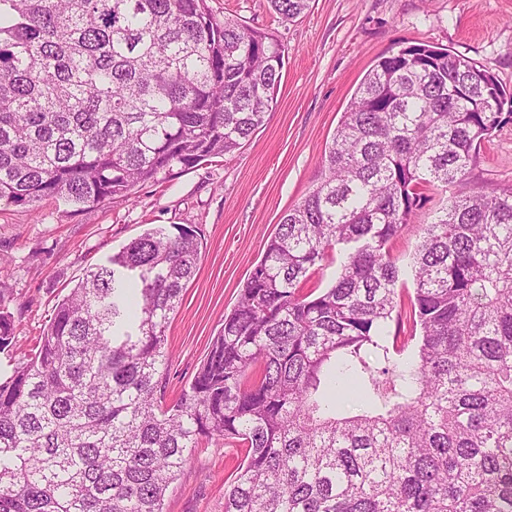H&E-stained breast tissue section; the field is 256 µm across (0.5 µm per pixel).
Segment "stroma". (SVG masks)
Masks as SVG:
<instances>
[{"label":"stroma","mask_w":512,"mask_h":512,"mask_svg":"<svg viewBox=\"0 0 512 512\" xmlns=\"http://www.w3.org/2000/svg\"><path fill=\"white\" fill-rule=\"evenodd\" d=\"M217 19L273 34L285 48L278 105L234 153L138 186L129 201L82 209L44 200L0 210V278L16 335L0 366L31 353L54 309L92 267L154 228L198 227L202 257L167 330L166 398L205 358L224 315L260 261L283 213L302 201L326 144L377 57L415 42L465 55L512 93V0H311L292 20L269 0H208ZM512 184V122L482 145L465 183L434 189L395 243L408 259L420 227L468 184ZM242 457L213 442L194 449L166 494L165 512H224V486Z\"/></svg>","instance_id":"1"}]
</instances>
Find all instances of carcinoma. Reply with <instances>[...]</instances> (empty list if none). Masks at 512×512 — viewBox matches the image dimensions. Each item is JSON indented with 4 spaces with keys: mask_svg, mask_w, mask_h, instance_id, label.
Segmentation results:
<instances>
[{
    "mask_svg": "<svg viewBox=\"0 0 512 512\" xmlns=\"http://www.w3.org/2000/svg\"><path fill=\"white\" fill-rule=\"evenodd\" d=\"M309 3L270 0L288 20ZM283 57L207 0H0V208L126 201L237 151L277 107ZM510 119L464 55L379 57L174 402L166 331L201 235L151 229L88 270L0 377V512H164L220 439L243 450L224 512H512V185L474 184L421 227L411 293L394 254ZM339 375L361 413L336 411Z\"/></svg>",
    "mask_w": 512,
    "mask_h": 512,
    "instance_id": "cac0c4a2",
    "label": "carcinoma"
}]
</instances>
